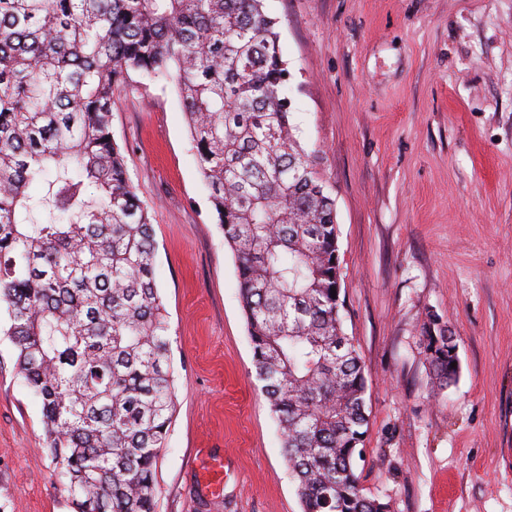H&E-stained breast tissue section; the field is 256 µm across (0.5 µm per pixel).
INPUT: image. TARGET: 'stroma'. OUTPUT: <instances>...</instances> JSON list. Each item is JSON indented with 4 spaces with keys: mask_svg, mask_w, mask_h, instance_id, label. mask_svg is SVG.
<instances>
[{
    "mask_svg": "<svg viewBox=\"0 0 512 512\" xmlns=\"http://www.w3.org/2000/svg\"><path fill=\"white\" fill-rule=\"evenodd\" d=\"M291 121L336 204L344 323L365 368L366 493L391 512H512V0H267ZM149 211L177 408L159 512H301L254 378L235 258L209 208L174 82L112 95ZM459 344L434 388L428 314ZM0 308V512H72ZM221 463L212 495L202 456Z\"/></svg>",
    "mask_w": 512,
    "mask_h": 512,
    "instance_id": "obj_1",
    "label": "stroma"
}]
</instances>
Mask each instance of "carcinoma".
Masks as SVG:
<instances>
[{"mask_svg": "<svg viewBox=\"0 0 512 512\" xmlns=\"http://www.w3.org/2000/svg\"><path fill=\"white\" fill-rule=\"evenodd\" d=\"M277 28L265 0H0V305L74 512H157L177 401L153 226L112 136L132 73L175 81L302 512H390L360 483L335 200L290 121ZM422 344L447 389L456 337L430 314Z\"/></svg>", "mask_w": 512, "mask_h": 512, "instance_id": "1", "label": "carcinoma"}]
</instances>
